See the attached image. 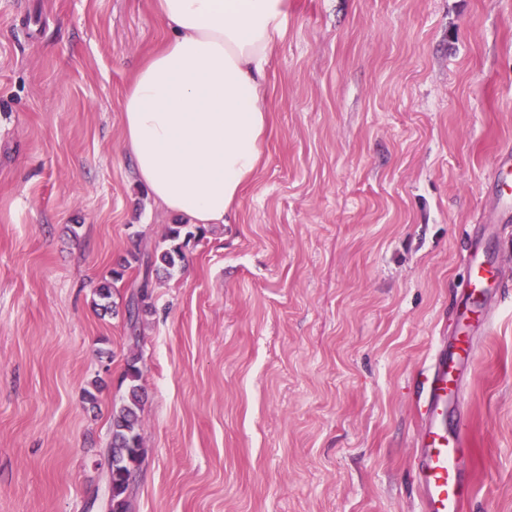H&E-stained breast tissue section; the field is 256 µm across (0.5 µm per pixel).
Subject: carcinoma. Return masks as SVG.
Listing matches in <instances>:
<instances>
[{
    "instance_id": "carcinoma-1",
    "label": "carcinoma",
    "mask_w": 512,
    "mask_h": 512,
    "mask_svg": "<svg viewBox=\"0 0 512 512\" xmlns=\"http://www.w3.org/2000/svg\"><path fill=\"white\" fill-rule=\"evenodd\" d=\"M203 233L201 228L192 232L185 224H171L167 229L164 241L167 242L162 251L155 253L131 250L128 257L122 260L118 268L111 271V280L100 285L96 294L99 307L111 309L109 299L116 284L132 288L125 306L126 327L129 339L139 340L138 327L142 314L151 309V274L161 268L166 272L173 270L184 259V248L196 234ZM142 268L141 278L128 279L126 271L133 264ZM142 369L139 356L134 354L127 358L124 381L127 382L125 396L112 404V420L110 442L107 450V464L111 477L112 512H129V489L133 475L142 458L141 407L143 392L139 381Z\"/></svg>"
}]
</instances>
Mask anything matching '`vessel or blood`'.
Returning a JSON list of instances; mask_svg holds the SVG:
<instances>
[{"label":"vessel or blood","instance_id":"b4317fda","mask_svg":"<svg viewBox=\"0 0 512 512\" xmlns=\"http://www.w3.org/2000/svg\"><path fill=\"white\" fill-rule=\"evenodd\" d=\"M493 190L512 200V151H502L494 164ZM468 286L455 314V328L447 344L435 352L417 384L421 432L414 463L422 512H463L473 492V481L460 463L467 448L462 424H449L448 414L462 406L463 375L474 361L476 331L492 320L494 306L512 295V278L480 248L467 253Z\"/></svg>","mask_w":512,"mask_h":512}]
</instances>
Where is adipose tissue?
Instances as JSON below:
<instances>
[{"mask_svg": "<svg viewBox=\"0 0 512 512\" xmlns=\"http://www.w3.org/2000/svg\"><path fill=\"white\" fill-rule=\"evenodd\" d=\"M172 37L122 103L137 181L190 224H223L255 177L270 123L268 66L287 0H156Z\"/></svg>", "mask_w": 512, "mask_h": 512, "instance_id": "ef3b65f1", "label": "adipose tissue"}]
</instances>
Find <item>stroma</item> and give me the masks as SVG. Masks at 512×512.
<instances>
[{"label": "stroma", "mask_w": 512, "mask_h": 512, "mask_svg": "<svg viewBox=\"0 0 512 512\" xmlns=\"http://www.w3.org/2000/svg\"><path fill=\"white\" fill-rule=\"evenodd\" d=\"M169 37L153 0L0 5V512H87L133 352L130 512H420L412 387L467 234L512 275L489 188L512 148V0H288L261 166L231 222L154 275L133 346L128 289L113 315L93 300L173 220L120 111ZM476 341L467 512H512L511 300Z\"/></svg>", "instance_id": "obj_1"}]
</instances>
